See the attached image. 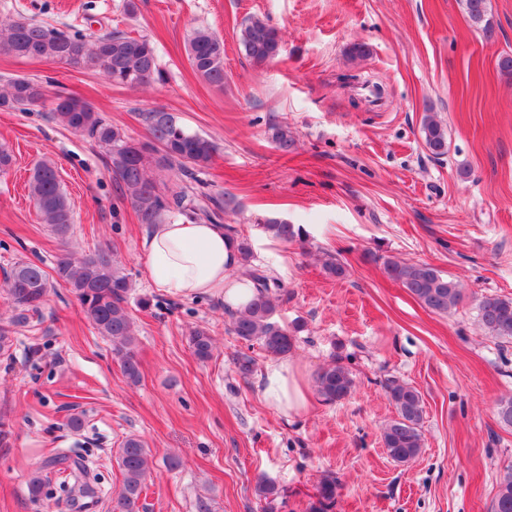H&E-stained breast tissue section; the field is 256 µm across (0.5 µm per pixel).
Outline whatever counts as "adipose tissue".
I'll return each instance as SVG.
<instances>
[{
    "mask_svg": "<svg viewBox=\"0 0 512 512\" xmlns=\"http://www.w3.org/2000/svg\"><path fill=\"white\" fill-rule=\"evenodd\" d=\"M139 248L147 280L164 293L213 297L230 311L245 307L256 293L254 283L238 271V252L223 225L171 213L163 223L150 226ZM258 386L264 402L285 416L308 409L309 387L295 362H270Z\"/></svg>",
    "mask_w": 512,
    "mask_h": 512,
    "instance_id": "ef3b65f1",
    "label": "adipose tissue"
}]
</instances>
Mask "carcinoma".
Instances as JSON below:
<instances>
[{
  "instance_id": "obj_1",
  "label": "carcinoma",
  "mask_w": 512,
  "mask_h": 512,
  "mask_svg": "<svg viewBox=\"0 0 512 512\" xmlns=\"http://www.w3.org/2000/svg\"><path fill=\"white\" fill-rule=\"evenodd\" d=\"M469 20L483 33H492L489 0H461ZM241 52L256 67L277 58L282 49L279 30L267 21L247 18L239 33ZM0 51L19 58L62 63L88 73L104 75L115 85L127 88L149 87L165 81L154 43L143 35L133 36L114 30L98 35L79 32L65 33L33 18L4 22L0 20ZM188 60L199 79L218 87L224 86V40L213 30L194 29L188 40ZM59 103L50 107L53 120L64 129L79 134L102 148L111 163L112 177L122 197L130 203L141 224H155L169 212L177 211L193 220L215 223L222 215L235 212L238 204L229 194L199 196L184 187L164 192L160 177L166 171L179 170L192 174L203 170L213 161L218 147L209 137L190 130L181 117L163 109H148L138 113L148 133L145 141H136L112 126L101 113L86 102L69 95L58 94ZM42 87L33 80L16 76L8 80L0 93V108L32 112L46 107ZM425 147L436 156L448 152L446 127L435 113L428 112L422 120ZM272 141L286 154L295 148V137L288 123L277 122L272 127ZM29 194L42 223L64 236L73 223L70 201L64 192L55 165L39 162L29 179ZM264 232L280 242L304 241L302 230L285 220L270 218L263 224ZM233 240L241 262V273L250 277L258 288V296L237 313L229 314L227 332L239 341L256 343L273 358H285L296 348V333L292 327L275 320L282 302L278 279L251 265L252 248L249 240L235 226L224 225ZM387 277L406 288L430 312L446 316L462 300L459 284L427 262H408L390 256L380 257ZM322 267L337 279L347 276V268L334 254L328 253ZM56 273L75 293L85 318L102 336L112 341V353L120 362L127 381L139 382L140 362L135 351L137 327L127 303L132 288L129 278L117 266L114 253L98 250L79 260L70 253L62 254ZM4 299L15 314L0 324V347L6 346L13 328L25 325L41 313L49 288L42 268L35 263L18 261L4 273ZM477 322L490 336L512 343V298L486 295L477 304ZM195 357L207 362L213 357L214 337L210 331L197 328L190 334ZM355 377L345 364V357L336 354L315 375L314 391L326 404H337L355 391ZM386 399L395 416L381 428V441L388 456L398 464L413 462L422 452L421 425L424 402L421 392L396 377L383 384ZM117 464L122 475V487L113 512H140V498L150 472L148 450L135 435L124 439L118 452ZM86 471V467L66 455H54L45 466L29 479L33 497L41 495L43 472ZM317 505L313 512H329L336 503V480L323 477L316 488ZM493 512H512V469L499 478L498 492L492 504Z\"/></svg>"
}]
</instances>
